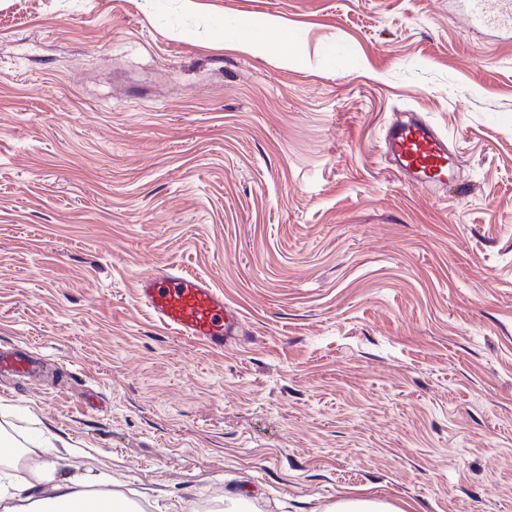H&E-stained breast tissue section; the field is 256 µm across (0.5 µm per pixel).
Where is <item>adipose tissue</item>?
<instances>
[{"instance_id": "1", "label": "adipose tissue", "mask_w": 512, "mask_h": 512, "mask_svg": "<svg viewBox=\"0 0 512 512\" xmlns=\"http://www.w3.org/2000/svg\"><path fill=\"white\" fill-rule=\"evenodd\" d=\"M78 455L64 444L49 457L36 441L19 453L0 439V512H42L47 504L66 512H131L128 499L102 474L76 464ZM18 470L23 479L15 478Z\"/></svg>"}]
</instances>
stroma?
Returning <instances> with one entry per match:
<instances>
[{"mask_svg": "<svg viewBox=\"0 0 512 512\" xmlns=\"http://www.w3.org/2000/svg\"><path fill=\"white\" fill-rule=\"evenodd\" d=\"M288 44L238 48L240 19ZM420 116L450 189L381 150ZM175 262L252 332L137 302ZM0 426L147 512H512V33L457 0H0ZM137 289L139 304L177 338L223 352L246 336L243 317L224 302V292L179 264L143 273ZM38 372V365L22 348H0V376L17 377L31 381ZM326 512H407L390 501L370 497L346 496L326 508Z\"/></svg>", "mask_w": 512, "mask_h": 512, "instance_id": "obj_1", "label": "stroma"}]
</instances>
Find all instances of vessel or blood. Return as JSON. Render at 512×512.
I'll return each mask as SVG.
<instances>
[{"instance_id":"b4317fda","label":"vessel or blood","mask_w":512,"mask_h":512,"mask_svg":"<svg viewBox=\"0 0 512 512\" xmlns=\"http://www.w3.org/2000/svg\"><path fill=\"white\" fill-rule=\"evenodd\" d=\"M461 7L473 26L512 30V0H498L493 11L485 0H461ZM384 144L396 169L412 184L448 185L456 154L448 139L425 120L414 116L392 124ZM137 289L140 305L177 338L220 352L245 335L243 317L225 302L223 291L181 265L169 263L143 273ZM37 372V363L25 349L0 348V376L29 381Z\"/></svg>"}]
</instances>
